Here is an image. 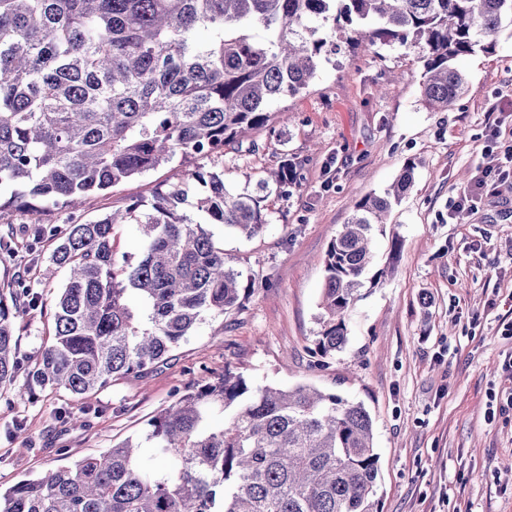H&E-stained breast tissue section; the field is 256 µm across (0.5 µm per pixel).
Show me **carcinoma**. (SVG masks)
I'll return each mask as SVG.
<instances>
[{"instance_id": "cac0c4a2", "label": "carcinoma", "mask_w": 512, "mask_h": 512, "mask_svg": "<svg viewBox=\"0 0 512 512\" xmlns=\"http://www.w3.org/2000/svg\"><path fill=\"white\" fill-rule=\"evenodd\" d=\"M506 29L512 0H0V190L10 191L0 224L8 208L74 214L87 195L176 156L223 155L268 127L270 105L308 88L342 43L416 52L423 102L446 110L469 89L457 62L493 53ZM300 166L284 159L257 194L231 192L224 171L198 168L148 201L62 230L8 222L1 255L55 236L48 263L68 277L53 339L26 369L13 321L37 310L39 296L23 272L10 297L0 293V389L83 400L147 375L206 317L244 307L267 283L227 265L206 225L261 235L263 202L290 194ZM415 168L408 160L384 195L358 201L328 246L314 336L323 359L347 344L345 313L373 267L375 232ZM117 224L140 225L137 259L117 256ZM144 448L163 469L143 462ZM378 461L363 404L226 367L185 389L138 438L0 492V512H379Z\"/></svg>"}]
</instances>
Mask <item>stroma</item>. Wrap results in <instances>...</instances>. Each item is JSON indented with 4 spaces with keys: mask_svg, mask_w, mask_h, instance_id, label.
<instances>
[{
    "mask_svg": "<svg viewBox=\"0 0 512 512\" xmlns=\"http://www.w3.org/2000/svg\"><path fill=\"white\" fill-rule=\"evenodd\" d=\"M470 90L448 110L421 100L423 64L405 48L362 56L341 49L312 85L278 100L281 117L248 144L225 149V185L255 190L284 158L300 161L289 196L264 203L266 231L246 239L211 225L233 268L269 280L243 310L206 317L150 376H129L76 402L39 389L20 402L0 390V487L74 465L137 438L178 392L233 367L282 387L308 384L363 403L373 419L381 481L379 512H512V178L479 196L462 221L450 219L459 195L503 154L492 127L512 131V36L494 53L461 62ZM413 186L376 239V268L348 310V344L326 367L312 355L329 243L355 204L383 192L408 159ZM193 161L158 170L85 198L91 219L159 184H175ZM400 250H393V239ZM55 246L47 238L22 258L0 259V292L20 264L43 311L16 321L24 365L53 334V300L65 279L40 280Z\"/></svg>",
    "mask_w": 512,
    "mask_h": 512,
    "instance_id": "1",
    "label": "stroma"
}]
</instances>
